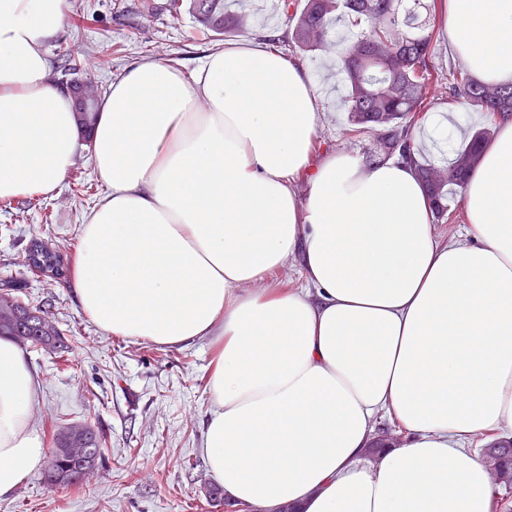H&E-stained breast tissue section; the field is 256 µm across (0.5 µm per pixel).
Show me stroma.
I'll return each mask as SVG.
<instances>
[{"mask_svg":"<svg viewBox=\"0 0 512 512\" xmlns=\"http://www.w3.org/2000/svg\"><path fill=\"white\" fill-rule=\"evenodd\" d=\"M168 3L154 0L153 13L140 16L139 0H82L81 11L70 12L49 54L80 57L104 88L144 59H165L192 71L216 43L187 10L170 12ZM224 7L247 15L251 37L291 28L277 0H224ZM283 52L306 66L325 93L320 148L368 154L376 131L349 134V116L336 107L345 95L336 51L305 54L287 46ZM444 111L456 112L464 134H447L419 150L420 162L451 161L470 136L492 127L486 114L450 97L430 100L416 120ZM88 155L87 146L78 145L71 175L54 195L29 199L25 213H17V200H0V288L17 284L21 300L51 303L72 348L64 364L42 349H24L41 383L34 427L50 441L63 426L89 424L105 435V454L94 475L76 488L53 489L44 470L31 473L11 496L0 499V512H227L208 505L199 493L201 482L211 479L204 461L208 340L161 346L104 333L82 312L69 283L47 284L22 265L25 245L34 236L76 256L85 216L104 195Z\"/></svg>","mask_w":512,"mask_h":512,"instance_id":"1","label":"stroma"}]
</instances>
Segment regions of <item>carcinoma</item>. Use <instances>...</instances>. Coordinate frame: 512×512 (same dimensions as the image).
<instances>
[{"label":"carcinoma","instance_id":"carcinoma-1","mask_svg":"<svg viewBox=\"0 0 512 512\" xmlns=\"http://www.w3.org/2000/svg\"><path fill=\"white\" fill-rule=\"evenodd\" d=\"M188 11L197 25L222 40L245 31L244 15L224 12V0H187ZM427 0H304L300 11L292 15L288 42L304 53L327 48L335 24L348 20L354 26H366L349 41L341 54L340 72L346 86L344 106L355 126L382 128L387 133L378 140V156H412L408 123L428 99L440 94L464 99L487 112L512 114V84H484L458 68L454 82L444 89L433 82L432 39L434 28L423 14L430 13ZM61 78L70 81L78 75L91 93L88 105L76 111L82 132L95 121L101 91L90 72H82L81 63L71 53L62 54ZM490 133L476 132L468 144L446 165L430 164L418 168L435 204V213L444 215L448 205V187H462L478 160L479 148ZM28 272L49 284L66 280L68 262L59 246H50L39 238L29 240L24 249ZM52 320L49 310L22 301L17 289H0V336H9L21 345L64 353L68 346L56 325L45 331L36 326L41 318ZM75 436L66 428L57 431L51 450L45 482L52 488L83 485L84 468L94 469L104 456V434L81 425ZM90 447L94 455L83 466L76 449ZM482 462L493 488L512 485V441L484 449Z\"/></svg>","mask_w":512,"mask_h":512}]
</instances>
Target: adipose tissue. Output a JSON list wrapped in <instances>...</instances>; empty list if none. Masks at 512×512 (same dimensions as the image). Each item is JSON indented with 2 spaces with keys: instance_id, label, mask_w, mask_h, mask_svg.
<instances>
[{
  "instance_id": "adipose-tissue-1",
  "label": "adipose tissue",
  "mask_w": 512,
  "mask_h": 512,
  "mask_svg": "<svg viewBox=\"0 0 512 512\" xmlns=\"http://www.w3.org/2000/svg\"><path fill=\"white\" fill-rule=\"evenodd\" d=\"M68 8L0 0L2 200L50 195L73 166L81 130L47 52ZM436 9L474 78L512 83V0ZM321 119L308 69L265 37L189 73L127 68L89 137L107 193L72 291L103 332L214 341L204 454L244 512H494L466 443L512 433V115L448 240L413 160L317 151ZM295 256L305 285L279 288ZM39 389L0 339V497L47 460ZM384 416L398 439L378 441Z\"/></svg>"
}]
</instances>
